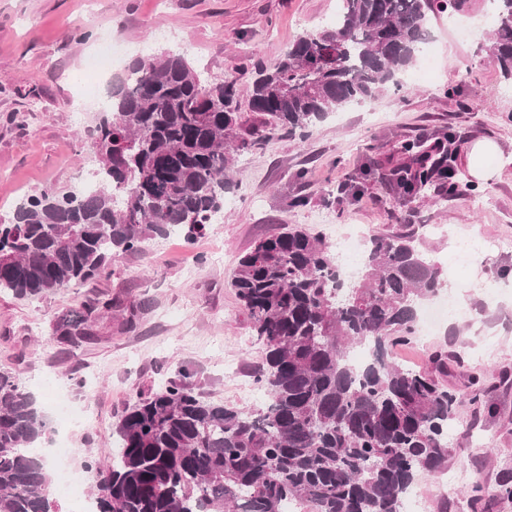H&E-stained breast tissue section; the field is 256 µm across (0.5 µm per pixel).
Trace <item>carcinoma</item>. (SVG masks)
Returning a JSON list of instances; mask_svg holds the SVG:
<instances>
[{
  "label": "carcinoma",
  "instance_id": "carcinoma-1",
  "mask_svg": "<svg viewBox=\"0 0 512 512\" xmlns=\"http://www.w3.org/2000/svg\"><path fill=\"white\" fill-rule=\"evenodd\" d=\"M470 0H339L336 25L302 34L270 67H258L251 116L239 112L236 82L209 85L179 53L133 60L112 79L90 133L98 190H44L0 224V292L19 300L107 278L112 259L175 230L187 241L223 211L227 173L275 134L305 140L337 109L397 83L439 14ZM498 11L486 48L512 79V0ZM428 140L401 146L385 181L404 201L436 185L446 198L453 157L420 164ZM414 224L369 236L358 278L344 281L325 237L283 224L234 269L230 286L262 346L257 411L205 400L181 373L139 396L118 420L115 446L85 463L96 474L94 512H402L415 479L448 469V422L458 395L448 352L416 370L391 359L416 336L420 305L448 288ZM134 312L98 295L53 325L79 348L100 319ZM367 347L357 368L349 353ZM47 433L44 412L0 371V512H58L50 463L32 452Z\"/></svg>",
  "mask_w": 512,
  "mask_h": 512
}]
</instances>
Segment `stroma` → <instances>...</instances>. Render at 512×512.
I'll use <instances>...</instances> for the list:
<instances>
[{
    "mask_svg": "<svg viewBox=\"0 0 512 512\" xmlns=\"http://www.w3.org/2000/svg\"><path fill=\"white\" fill-rule=\"evenodd\" d=\"M338 0H0V222L9 221L23 194L80 188L95 163L86 149L98 107L85 90L104 91L113 76L103 42L118 38L124 61L162 49L186 54L210 80L234 78L247 90L257 65H273L300 34L336 16ZM488 0H470L456 28L440 15L430 24L434 71L423 82L389 85L367 110L347 106L312 129L306 141L273 136L239 157L227 179L224 221L185 244L173 233L142 252L117 256L109 278L65 288L34 300L0 293V371L13 374L41 403L51 431L42 446L65 441L66 467L83 470L97 449L112 445L123 411L187 370L195 392L230 406L258 409L251 371L262 349L229 286L238 259L256 241L295 224L332 234L390 233L404 224H435L430 256L448 274L449 293L464 316L430 336L395 348V362L419 368L446 349L449 388L462 392L448 424L455 451L448 468L460 478L447 495L438 477L415 489L424 512H512L495 497L512 473V80L504 79L483 49L492 22ZM447 137L462 193L401 202L380 182L389 158L419 136ZM496 142L487 161L494 175L478 181L467 153L479 140ZM297 196L306 206H293ZM471 236L490 244L466 267L454 262L453 240ZM495 280V289L481 284ZM119 294L149 309L135 331L104 324L101 337L77 349L57 345V316L97 294ZM487 393L471 402L472 378ZM64 466V467H65ZM483 485V506L468 489Z\"/></svg>",
    "mask_w": 512,
    "mask_h": 512,
    "instance_id": "35a3bbf8",
    "label": "stroma"
}]
</instances>
